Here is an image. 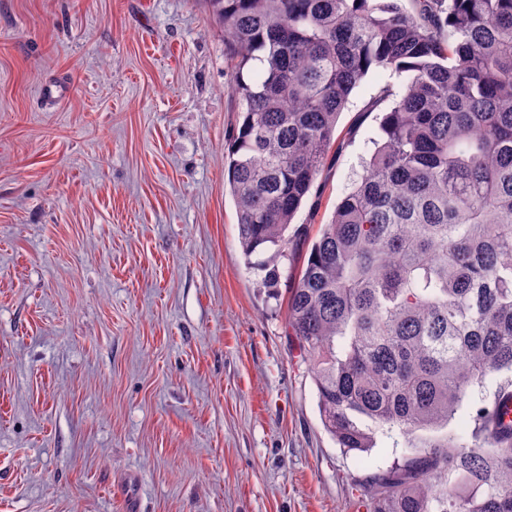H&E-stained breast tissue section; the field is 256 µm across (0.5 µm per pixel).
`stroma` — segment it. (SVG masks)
<instances>
[{
  "label": "stroma",
  "mask_w": 512,
  "mask_h": 512,
  "mask_svg": "<svg viewBox=\"0 0 512 512\" xmlns=\"http://www.w3.org/2000/svg\"><path fill=\"white\" fill-rule=\"evenodd\" d=\"M233 67L203 0H0V512H361L224 190ZM341 113L316 234L379 133ZM63 83L61 97L47 86Z\"/></svg>",
  "instance_id": "obj_1"
}]
</instances>
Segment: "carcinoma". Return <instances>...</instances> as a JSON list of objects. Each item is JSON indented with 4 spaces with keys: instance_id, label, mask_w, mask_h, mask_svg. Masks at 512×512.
<instances>
[{
    "instance_id": "obj_1",
    "label": "carcinoma",
    "mask_w": 512,
    "mask_h": 512,
    "mask_svg": "<svg viewBox=\"0 0 512 512\" xmlns=\"http://www.w3.org/2000/svg\"><path fill=\"white\" fill-rule=\"evenodd\" d=\"M204 2L234 61L224 186L262 288L318 206L352 91L374 68L403 78L374 98L380 139L307 245L287 328L339 447L404 440L354 484L368 512H512V0Z\"/></svg>"
}]
</instances>
